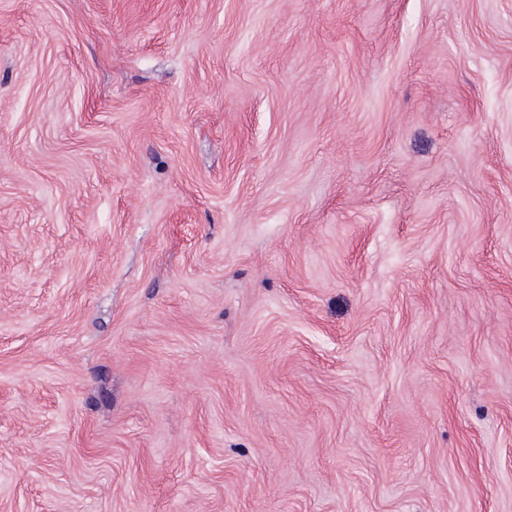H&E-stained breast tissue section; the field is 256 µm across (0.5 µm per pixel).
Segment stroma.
<instances>
[{
	"instance_id": "35a3bbf8",
	"label": "stroma",
	"mask_w": 512,
	"mask_h": 512,
	"mask_svg": "<svg viewBox=\"0 0 512 512\" xmlns=\"http://www.w3.org/2000/svg\"><path fill=\"white\" fill-rule=\"evenodd\" d=\"M0 512H512V0H0Z\"/></svg>"
}]
</instances>
